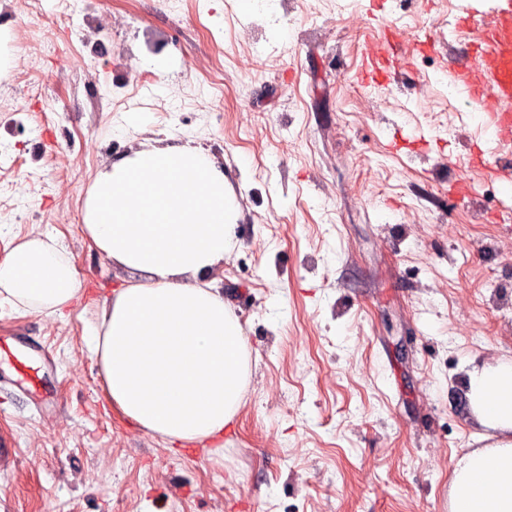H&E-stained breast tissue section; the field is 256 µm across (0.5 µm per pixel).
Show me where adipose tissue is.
<instances>
[{"label": "adipose tissue", "instance_id": "1", "mask_svg": "<svg viewBox=\"0 0 512 512\" xmlns=\"http://www.w3.org/2000/svg\"><path fill=\"white\" fill-rule=\"evenodd\" d=\"M238 205L215 156L192 142L145 143L104 162L84 202L99 255L129 272L96 309L85 337L109 403L165 448L224 461L251 352L219 283ZM83 297L57 236L34 231L0 260V303L62 318ZM471 412L491 432L451 479L449 512H512V360L468 373Z\"/></svg>", "mask_w": 512, "mask_h": 512}]
</instances>
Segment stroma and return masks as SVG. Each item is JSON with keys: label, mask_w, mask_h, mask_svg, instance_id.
Segmentation results:
<instances>
[{"label": "stroma", "mask_w": 512, "mask_h": 512, "mask_svg": "<svg viewBox=\"0 0 512 512\" xmlns=\"http://www.w3.org/2000/svg\"><path fill=\"white\" fill-rule=\"evenodd\" d=\"M501 3L42 0L0 18L14 38L37 25L50 50L64 5L80 13L68 59L41 69L42 101L16 74L0 79L13 105L0 138L16 142L0 158V220L13 226L0 258L13 236L53 233L86 290L85 312L62 320L0 308V339L37 347L58 398L41 415L0 389V512H448L458 460L485 446L467 372L512 359L499 317L512 256L495 253L512 241V153L453 79L480 70L459 18L481 29ZM154 44L164 76L126 68ZM370 55L392 70L366 85ZM18 123L30 133L13 136ZM420 133L423 150L390 146ZM148 138L210 150L239 203L220 288L251 381L220 465L112 409L85 346L127 274L85 235L84 201L107 158Z\"/></svg>", "instance_id": "obj_1"}]
</instances>
